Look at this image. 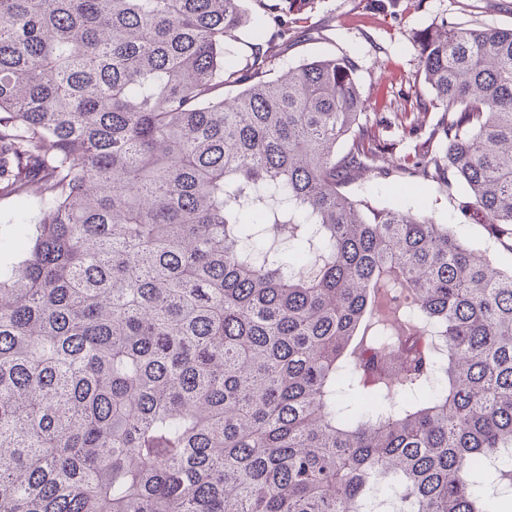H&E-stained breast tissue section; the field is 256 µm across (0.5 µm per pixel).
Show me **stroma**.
I'll return each mask as SVG.
<instances>
[{
  "label": "stroma",
  "instance_id": "obj_1",
  "mask_svg": "<svg viewBox=\"0 0 512 512\" xmlns=\"http://www.w3.org/2000/svg\"><path fill=\"white\" fill-rule=\"evenodd\" d=\"M449 22L461 27L512 28V0H315L313 9L288 18V65L322 55H347L358 68L368 125L386 143V173L365 171L350 184L355 197L396 206L451 225L455 234L512 268V250L477 217L461 210L462 193H449L434 169L399 170L403 159L438 151L440 112H421L431 93L419 75L415 34Z\"/></svg>",
  "mask_w": 512,
  "mask_h": 512
}]
</instances>
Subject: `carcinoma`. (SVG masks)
Here are the masks:
<instances>
[{"label": "carcinoma", "instance_id": "1", "mask_svg": "<svg viewBox=\"0 0 512 512\" xmlns=\"http://www.w3.org/2000/svg\"><path fill=\"white\" fill-rule=\"evenodd\" d=\"M245 2L0 0V512H508L512 269L348 195L354 61L228 65ZM415 42V165L512 240V28Z\"/></svg>", "mask_w": 512, "mask_h": 512}]
</instances>
